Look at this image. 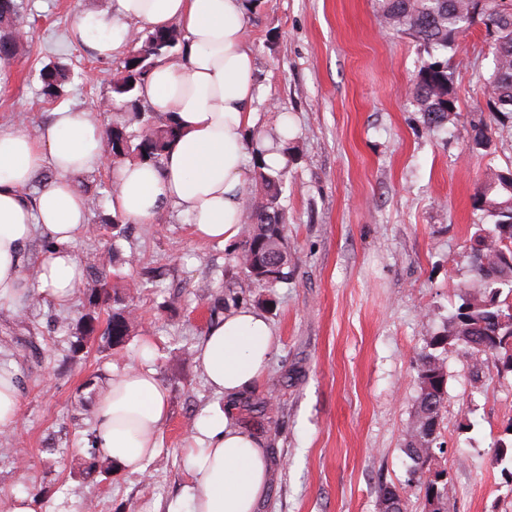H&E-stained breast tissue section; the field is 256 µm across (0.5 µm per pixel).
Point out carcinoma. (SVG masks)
I'll return each instance as SVG.
<instances>
[{
    "mask_svg": "<svg viewBox=\"0 0 512 512\" xmlns=\"http://www.w3.org/2000/svg\"><path fill=\"white\" fill-rule=\"evenodd\" d=\"M381 28L392 34L412 36L428 60L419 68L410 90L417 111L430 128L445 125L458 115L456 71L465 63L459 55L458 39L475 24L485 27L494 66L481 79L485 105L496 122L512 119V0H375ZM24 4L21 0H0V63L14 61L24 45ZM183 34L176 25L139 31L132 30L131 54L112 76V95L106 107L124 108L120 117L105 131L107 157L112 163L126 160L161 166L167 150L179 135L170 113L154 112L141 98L138 87L155 67L157 60L173 56L183 44ZM41 94L55 100L69 79L57 66L41 70ZM255 187L264 202L244 213V245L237 263L252 280L274 288L288 279L291 256L279 240L285 232L287 217L279 207L283 169H266L256 163ZM474 207L483 212L492 229H477L472 235L484 242L485 261L472 262L471 282L461 286L460 304L448 317L443 330L426 339L425 350L418 354V395L405 438V453L412 461L407 485L416 484L424 497L436 494L446 505L443 488H434L425 477L429 459L435 452V440L427 439V425L442 416L447 399L448 374L439 350L448 349V337L463 336L459 344L472 360V374L481 373L478 356L492 353L502 367L512 372V358L496 344L512 338V264L500 259V252L512 254V167L488 169ZM88 281L82 289L84 313L69 326L73 353L83 351L89 338L98 349L112 352L123 348L133 335L138 321L132 288L141 283L113 287L96 267L95 258H86ZM106 320H101V315ZM492 461L512 478V445L502 440L493 444ZM83 475L87 480L109 476L114 467L96 447L94 432L87 434Z\"/></svg>",
    "mask_w": 512,
    "mask_h": 512,
    "instance_id": "cac0c4a2",
    "label": "carcinoma"
}]
</instances>
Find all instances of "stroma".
<instances>
[{
	"mask_svg": "<svg viewBox=\"0 0 512 512\" xmlns=\"http://www.w3.org/2000/svg\"><path fill=\"white\" fill-rule=\"evenodd\" d=\"M247 42L260 96L256 132L273 137L288 124V168L280 205L288 216L292 266L285 283L267 289L236 262L241 240L226 245L194 237L179 208L134 225L113 240L112 168L74 176L87 199L88 221L77 251L95 256L107 275L156 281L135 296L139 325L112 355L88 342L72 354L67 325L83 310L81 292L66 305L43 301L25 327L0 320V363L22 381L15 427L28 466L0 457V512L12 498L47 488L51 512H166L191 478L189 420L222 395L206 383L194 348L210 323L211 295L223 289L237 304L262 313L277 338L268 373L237 400L236 423L259 436L271 456L270 492L260 512H378V489L401 485L407 512H425L424 493L405 487L411 465L403 448L417 396L416 357L441 330L471 281L469 238L484 224L475 195L487 168L512 165V123L494 125L489 147L475 148L469 122L482 103L479 73L491 66L486 32L473 26L461 41L468 64L456 74L457 118L433 131L416 112L409 88L427 55L406 35L384 32L373 0H254ZM27 44L0 64V122L49 121L62 109L92 111L99 126L113 112L96 111L108 96L122 53L99 58L70 37L78 13L110 11L112 0H25ZM68 68L61 96L45 100L40 71ZM136 256L130 266L126 257ZM179 296L181 307L167 309ZM168 391L169 415L159 451L141 474L116 472L90 485L80 466L84 436L94 425V397L113 364L137 360L143 338ZM41 349L29 357L25 343ZM448 371L439 446L430 470H444L449 512H512V484L490 465L494 439L512 425V372L457 348L443 355ZM272 396L262 409L258 399Z\"/></svg>",
	"mask_w": 512,
	"mask_h": 512,
	"instance_id": "obj_1",
	"label": "stroma"
}]
</instances>
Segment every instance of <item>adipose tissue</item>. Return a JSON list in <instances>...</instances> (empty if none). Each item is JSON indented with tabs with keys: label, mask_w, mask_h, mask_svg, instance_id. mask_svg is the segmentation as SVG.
Wrapping results in <instances>:
<instances>
[{
	"label": "adipose tissue",
	"mask_w": 512,
	"mask_h": 512,
	"mask_svg": "<svg viewBox=\"0 0 512 512\" xmlns=\"http://www.w3.org/2000/svg\"><path fill=\"white\" fill-rule=\"evenodd\" d=\"M248 0H113L111 14L82 12L72 35L90 42L102 58L129 42L130 25L178 24L185 43L175 59H162L140 94L156 111L174 113L180 134L161 167L137 161L113 173V212L132 224H150L169 205L188 217L193 234L219 244L242 226L251 146L259 97L253 54L247 46ZM102 130L89 113L63 110L29 129L0 123V306L37 292L65 302L84 275L75 245L87 220V202L75 175L103 164ZM53 177L34 198L25 188L36 175ZM51 241L39 259L37 280L26 275L27 247ZM276 338L267 319L247 307L225 312L196 344L209 386L234 399L263 380ZM154 346L142 344V361L112 368L95 400L97 445L117 471H143L158 451L168 414V392L149 362ZM186 453L191 479L167 512H257L270 487L269 455L256 435L235 426L218 406L200 410Z\"/></svg>",
	"instance_id": "adipose-tissue-1"
}]
</instances>
